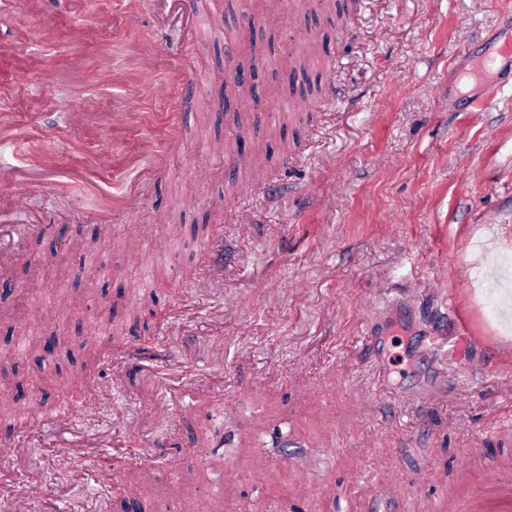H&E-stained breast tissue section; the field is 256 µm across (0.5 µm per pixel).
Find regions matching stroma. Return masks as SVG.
<instances>
[{
    "mask_svg": "<svg viewBox=\"0 0 512 512\" xmlns=\"http://www.w3.org/2000/svg\"><path fill=\"white\" fill-rule=\"evenodd\" d=\"M335 2L203 0L195 85L116 134L107 116L135 83L124 57L155 43L164 78L184 26L158 33L151 0H54L51 28L36 16L21 28L27 0H0V44L20 45L0 54V113L23 131L0 166L49 156L55 170L21 218L46 232L0 272L8 382L37 402L11 417L26 455L0 458L18 489L36 467L60 507L82 512L105 495L111 512H185L188 495L210 512H456L466 490L512 483V85L480 110L473 74L479 52L512 43V0H350L342 26ZM307 44L319 90L299 114L282 60ZM230 68L255 73L264 107L240 99L225 115ZM67 101L96 124L72 129ZM146 137L164 160L141 208L91 223L97 197L62 171L132 180L126 159ZM241 149L270 155L244 191L224 161ZM100 151L109 167H89ZM143 225L133 263L123 243ZM103 319L115 339L83 371L78 327ZM53 335L52 356L19 354L21 337ZM97 383L110 400L87 425L48 428L62 400L91 408ZM159 402L167 421L152 417ZM69 436L85 451L64 459ZM155 442L176 452L144 494L132 456Z\"/></svg>",
    "mask_w": 512,
    "mask_h": 512,
    "instance_id": "stroma-1",
    "label": "stroma"
}]
</instances>
